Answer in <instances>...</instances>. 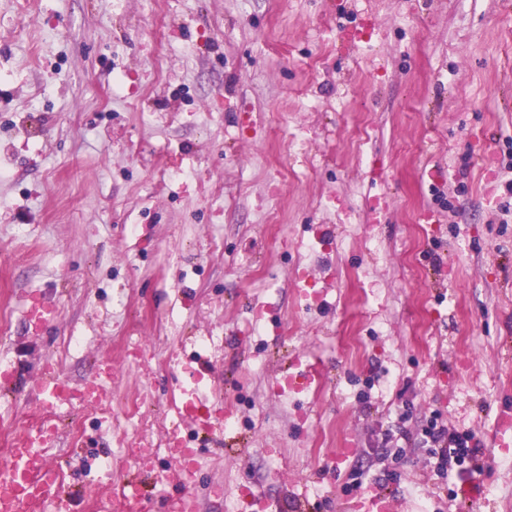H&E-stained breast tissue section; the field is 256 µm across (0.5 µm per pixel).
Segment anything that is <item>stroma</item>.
Here are the masks:
<instances>
[{
	"mask_svg": "<svg viewBox=\"0 0 512 512\" xmlns=\"http://www.w3.org/2000/svg\"><path fill=\"white\" fill-rule=\"evenodd\" d=\"M510 180L512 0H0V440L45 362L78 387L110 357L162 427L201 354L245 452L199 435L186 486L152 449L149 512H353L361 480L512 512ZM298 358L315 381L279 395ZM67 417L50 462L95 512L136 461ZM434 422L482 473L438 476Z\"/></svg>",
	"mask_w": 512,
	"mask_h": 512,
	"instance_id": "35a3bbf8",
	"label": "stroma"
}]
</instances>
